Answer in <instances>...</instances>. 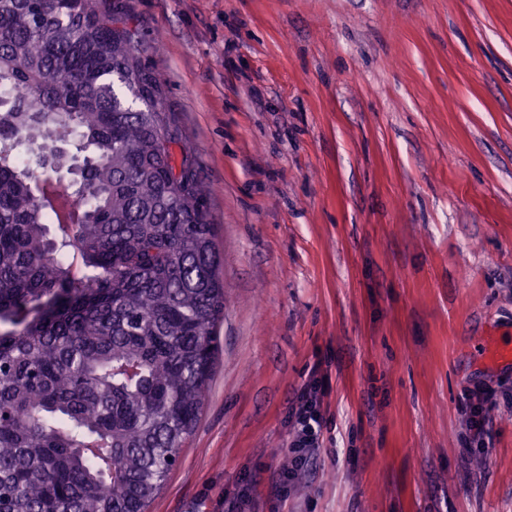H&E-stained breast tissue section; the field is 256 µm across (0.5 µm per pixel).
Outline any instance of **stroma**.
Instances as JSON below:
<instances>
[{"mask_svg":"<svg viewBox=\"0 0 512 512\" xmlns=\"http://www.w3.org/2000/svg\"><path fill=\"white\" fill-rule=\"evenodd\" d=\"M196 150L224 318L149 512H512V0H126ZM318 457L286 502L300 388ZM497 392L482 467L466 395ZM289 422L291 431L279 469L280 485L286 490L308 471L316 460L323 441L326 415L315 385L301 388L297 403L292 407Z\"/></svg>","mask_w":512,"mask_h":512,"instance_id":"1","label":"stroma"}]
</instances>
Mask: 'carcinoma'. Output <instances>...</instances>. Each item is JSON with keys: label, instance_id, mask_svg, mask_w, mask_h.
Listing matches in <instances>:
<instances>
[{"label": "carcinoma", "instance_id": "carcinoma-1", "mask_svg": "<svg viewBox=\"0 0 512 512\" xmlns=\"http://www.w3.org/2000/svg\"><path fill=\"white\" fill-rule=\"evenodd\" d=\"M126 24L121 0H0V512H146L208 395L214 225ZM25 155L73 175L76 223Z\"/></svg>", "mask_w": 512, "mask_h": 512}]
</instances>
